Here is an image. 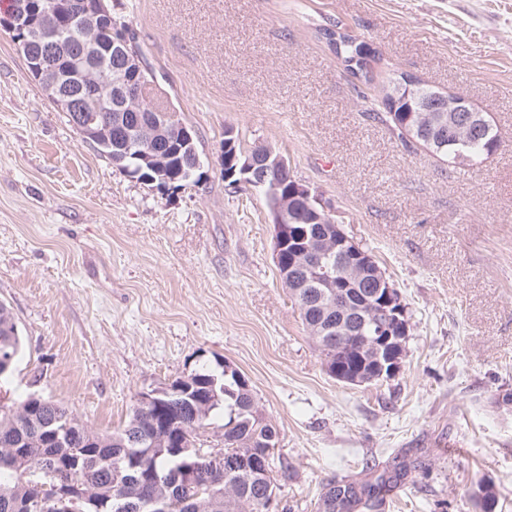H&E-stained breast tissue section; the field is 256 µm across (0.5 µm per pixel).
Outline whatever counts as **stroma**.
<instances>
[{"label":"stroma","mask_w":512,"mask_h":512,"mask_svg":"<svg viewBox=\"0 0 512 512\" xmlns=\"http://www.w3.org/2000/svg\"><path fill=\"white\" fill-rule=\"evenodd\" d=\"M0 0V304L22 352L7 385L98 432L141 392L225 361L278 431L272 512H317L329 478L417 461L388 512H512V0H112L151 94L198 137L204 178L128 177L29 75ZM378 54L354 77L318 38ZM409 76L462 93L499 136L452 169L363 110ZM285 154L385 269L410 331L398 374L336 381L273 261L261 192L224 181V131Z\"/></svg>","instance_id":"obj_1"}]
</instances>
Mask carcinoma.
<instances>
[{"label": "carcinoma", "mask_w": 512, "mask_h": 512, "mask_svg": "<svg viewBox=\"0 0 512 512\" xmlns=\"http://www.w3.org/2000/svg\"><path fill=\"white\" fill-rule=\"evenodd\" d=\"M320 34L353 75L366 78L372 50L369 44L334 25ZM119 36L112 22L97 31L89 54L99 72L110 78L119 74L112 57V40ZM448 93L410 78L395 81L382 98V109H368V117L388 125L407 145L421 144L435 154L454 160L462 153L473 161L498 147L497 131L481 137H463L451 123L450 112H426L424 108ZM121 138L112 147H97L111 162L132 169L139 166L138 123L144 113L127 112ZM184 155L173 157L156 178L162 185L176 179V185L200 184L199 173L185 178ZM280 192L293 196L291 217L295 235L284 250L306 245L304 236L321 230L311 223L307 200L295 197V181L280 180ZM377 287L369 275L352 289L342 309L324 298L315 305L316 289L291 293L303 325L324 356L331 376L345 378L374 374L375 354L366 348L365 336L372 331L376 307L368 295ZM20 350V339L8 309L0 305V382L11 375ZM173 383L190 389L180 400L160 398L145 405L136 403L127 426L112 434H101L77 422L65 424L72 412L64 405L27 396L0 403V512H68L71 501L56 490L78 485L84 498L80 512H122L121 506L134 502L138 512H264L262 496L277 488L273 470L257 472L252 459L274 454L278 432L259 410L251 386L236 369L226 371L220 361L205 365ZM224 429L221 455L239 458L235 469L213 465L209 451L198 446L199 436L216 417ZM143 439L137 448L128 447L127 433ZM410 464L402 460L383 470L372 481L331 480L318 499V512H383L390 493L402 490L409 480Z\"/></svg>", "instance_id": "cac0c4a2"}]
</instances>
